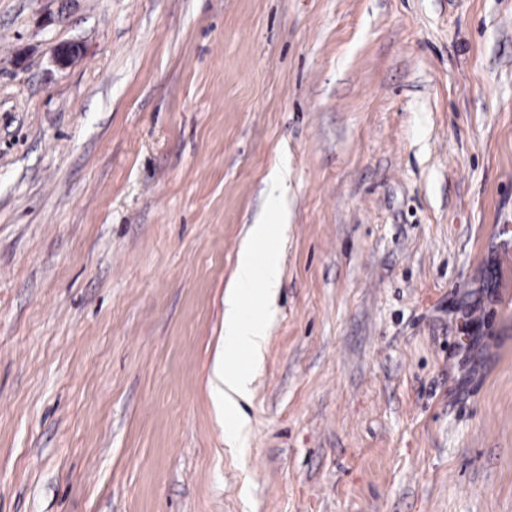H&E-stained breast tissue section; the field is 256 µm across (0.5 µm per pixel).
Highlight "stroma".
I'll use <instances>...</instances> for the list:
<instances>
[{"mask_svg": "<svg viewBox=\"0 0 512 512\" xmlns=\"http://www.w3.org/2000/svg\"><path fill=\"white\" fill-rule=\"evenodd\" d=\"M0 512H512V0H0ZM281 224H251L242 245L224 312V368L215 372L223 384L224 416L237 418L238 400L247 399L253 369L262 355L267 336L260 315L246 312V302L258 293L259 305L268 307L280 286V265L276 254L268 247L260 256L258 247L270 245ZM241 354L248 356L244 364H232Z\"/></svg>", "mask_w": 512, "mask_h": 512, "instance_id": "obj_1", "label": "stroma"}]
</instances>
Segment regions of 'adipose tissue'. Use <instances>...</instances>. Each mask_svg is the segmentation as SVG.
I'll return each mask as SVG.
<instances>
[{"mask_svg": "<svg viewBox=\"0 0 512 512\" xmlns=\"http://www.w3.org/2000/svg\"><path fill=\"white\" fill-rule=\"evenodd\" d=\"M277 225L256 223L250 226L242 245L224 312V367L215 376L221 382L224 413L236 416L239 400L248 398L252 372L262 355L267 336L262 316L246 311L251 295L261 304H271L280 286V265L270 245L276 238ZM247 363H238L239 355Z\"/></svg>", "mask_w": 512, "mask_h": 512, "instance_id": "obj_1", "label": "adipose tissue"}]
</instances>
